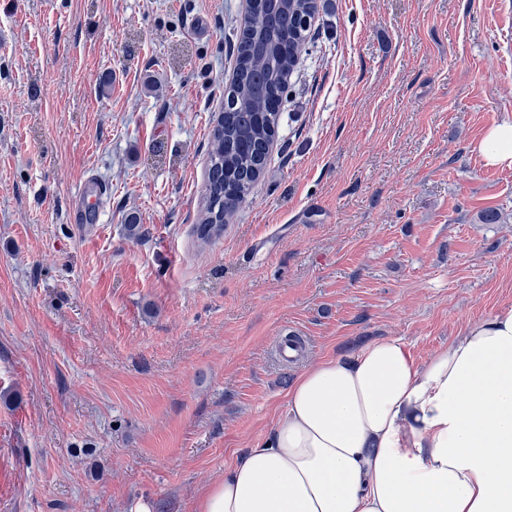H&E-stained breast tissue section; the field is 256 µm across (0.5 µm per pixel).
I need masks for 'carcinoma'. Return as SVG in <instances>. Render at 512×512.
Listing matches in <instances>:
<instances>
[{
  "label": "carcinoma",
  "instance_id": "obj_1",
  "mask_svg": "<svg viewBox=\"0 0 512 512\" xmlns=\"http://www.w3.org/2000/svg\"><path fill=\"white\" fill-rule=\"evenodd\" d=\"M244 33L233 44V77L224 120L210 132L211 150L197 233L219 234L261 178L274 140L288 78L302 53L318 0H247Z\"/></svg>",
  "mask_w": 512,
  "mask_h": 512
}]
</instances>
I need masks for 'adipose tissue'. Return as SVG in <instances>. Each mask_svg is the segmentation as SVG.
Masks as SVG:
<instances>
[{"instance_id": "adipose-tissue-1", "label": "adipose tissue", "mask_w": 512, "mask_h": 512, "mask_svg": "<svg viewBox=\"0 0 512 512\" xmlns=\"http://www.w3.org/2000/svg\"><path fill=\"white\" fill-rule=\"evenodd\" d=\"M477 149L512 166V121ZM197 512H512V306L423 362L397 336L306 367Z\"/></svg>"}]
</instances>
